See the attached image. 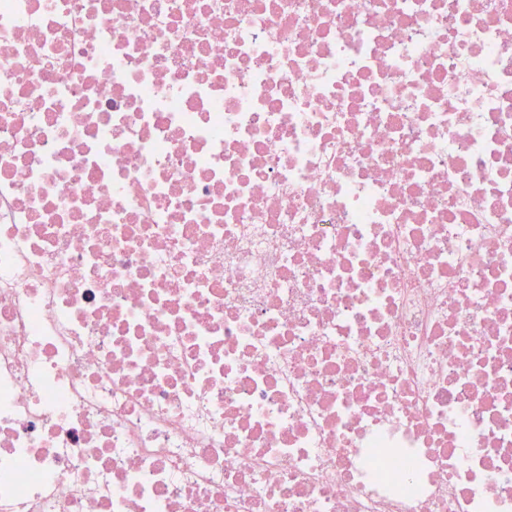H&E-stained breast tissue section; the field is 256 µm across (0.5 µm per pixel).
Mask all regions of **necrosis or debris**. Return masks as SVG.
<instances>
[{"label":"necrosis or debris","instance_id":"4bbe7bcc","mask_svg":"<svg viewBox=\"0 0 512 512\" xmlns=\"http://www.w3.org/2000/svg\"><path fill=\"white\" fill-rule=\"evenodd\" d=\"M0 512H512V0H0Z\"/></svg>","mask_w":512,"mask_h":512}]
</instances>
